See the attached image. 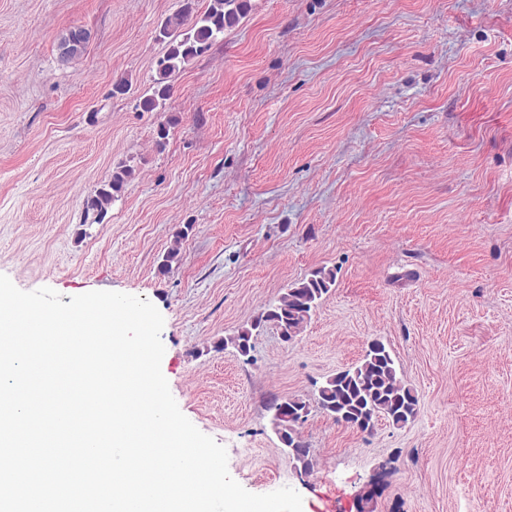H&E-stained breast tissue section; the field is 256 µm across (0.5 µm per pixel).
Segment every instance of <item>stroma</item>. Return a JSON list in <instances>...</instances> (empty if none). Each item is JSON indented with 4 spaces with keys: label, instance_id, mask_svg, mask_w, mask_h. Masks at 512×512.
I'll use <instances>...</instances> for the list:
<instances>
[{
    "label": "stroma",
    "instance_id": "obj_1",
    "mask_svg": "<svg viewBox=\"0 0 512 512\" xmlns=\"http://www.w3.org/2000/svg\"><path fill=\"white\" fill-rule=\"evenodd\" d=\"M249 2L149 112L180 0H0V274L152 302L173 397L251 493L512 512V0ZM75 28L86 50L60 61ZM121 165L95 221L85 199ZM320 267L336 284L296 341L224 346ZM374 338L416 420L367 435L312 410L303 470L269 401L312 397Z\"/></svg>",
    "mask_w": 512,
    "mask_h": 512
}]
</instances>
